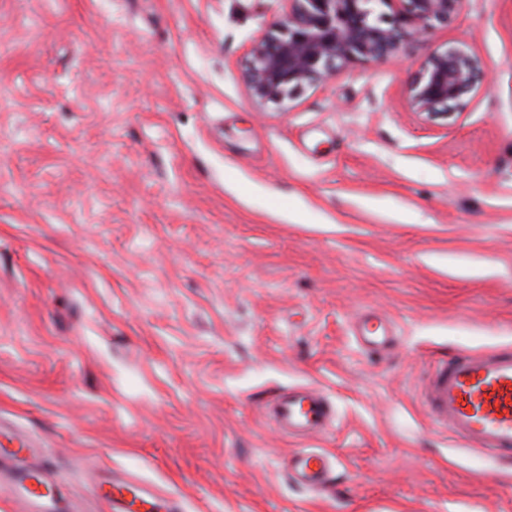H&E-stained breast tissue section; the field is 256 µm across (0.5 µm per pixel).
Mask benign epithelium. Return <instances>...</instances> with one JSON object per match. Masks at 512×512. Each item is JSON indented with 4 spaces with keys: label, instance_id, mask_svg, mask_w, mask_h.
I'll list each match as a JSON object with an SVG mask.
<instances>
[{
    "label": "benign epithelium",
    "instance_id": "benign-epithelium-1",
    "mask_svg": "<svg viewBox=\"0 0 512 512\" xmlns=\"http://www.w3.org/2000/svg\"><path fill=\"white\" fill-rule=\"evenodd\" d=\"M282 18L251 43L245 81L260 106L284 107L306 88L347 64L399 56L412 39L446 24L462 0H284ZM486 80L465 45L431 52L409 86L412 106L451 120Z\"/></svg>",
    "mask_w": 512,
    "mask_h": 512
}]
</instances>
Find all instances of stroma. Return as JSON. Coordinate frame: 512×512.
I'll use <instances>...</instances> for the list:
<instances>
[{"mask_svg": "<svg viewBox=\"0 0 512 512\" xmlns=\"http://www.w3.org/2000/svg\"><path fill=\"white\" fill-rule=\"evenodd\" d=\"M283 0H0V512L119 475L186 512H512V459L434 426L444 360L512 345V0H462L401 57L280 110L244 82ZM487 82L416 112L432 51ZM371 311L396 343L367 355ZM325 392L292 439L264 406ZM314 448L329 488L292 482ZM485 80L481 61L465 45H451L434 50L420 64L409 86L410 102L428 118L449 121ZM35 476L30 470H26L20 474L18 484L23 497L32 505L40 508H54L55 503L51 498L45 499L38 496L36 491L32 488L31 481Z\"/></svg>", "mask_w": 512, "mask_h": 512, "instance_id": "stroma-1", "label": "stroma"}]
</instances>
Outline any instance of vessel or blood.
I'll return each instance as SVG.
<instances>
[{
    "instance_id": "obj_1",
    "label": "vessel or blood",
    "mask_w": 512,
    "mask_h": 512,
    "mask_svg": "<svg viewBox=\"0 0 512 512\" xmlns=\"http://www.w3.org/2000/svg\"><path fill=\"white\" fill-rule=\"evenodd\" d=\"M365 352L391 347L393 327L381 318L362 314L353 327ZM423 400L431 421L448 431L466 447L494 456L512 458V347L504 346L458 355L439 363L429 374ZM270 420L293 438L311 437L325 430L333 414L328 396L313 387L273 400L267 407ZM295 479L313 491H324L334 469L331 458L303 450L292 459ZM24 471L18 478L23 497L32 505L53 507L50 498L38 496ZM149 490L125 480H113L106 490L108 505L115 512H138Z\"/></svg>"
}]
</instances>
